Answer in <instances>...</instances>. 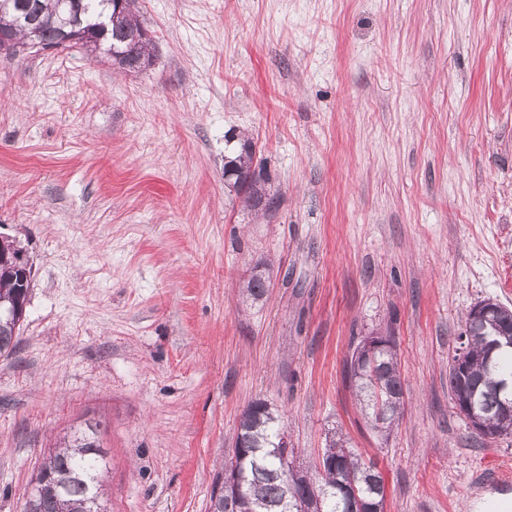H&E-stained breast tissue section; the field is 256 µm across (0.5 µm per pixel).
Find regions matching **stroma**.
<instances>
[{
  "mask_svg": "<svg viewBox=\"0 0 512 512\" xmlns=\"http://www.w3.org/2000/svg\"><path fill=\"white\" fill-rule=\"evenodd\" d=\"M155 61L0 53V235L34 277L0 357V512L59 435L92 423L107 512H206L239 418L264 400L307 467L338 427L385 512L512 499V436L448 392L471 308L512 306V0H136ZM247 134L280 204L224 183ZM270 286L240 290L256 263ZM394 336L389 439L345 381Z\"/></svg>",
  "mask_w": 512,
  "mask_h": 512,
  "instance_id": "35a3bbf8",
  "label": "stroma"
}]
</instances>
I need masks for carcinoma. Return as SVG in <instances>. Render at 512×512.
Masks as SVG:
<instances>
[{"label": "carcinoma", "instance_id": "1", "mask_svg": "<svg viewBox=\"0 0 512 512\" xmlns=\"http://www.w3.org/2000/svg\"><path fill=\"white\" fill-rule=\"evenodd\" d=\"M111 0H0V41L9 40L23 46L30 39L40 49L66 50L79 45L87 54L103 52L112 68L133 72L152 62V41H142L143 26L130 13L112 24L100 37L88 30L97 14L108 12ZM24 13L31 27L22 32L13 28L14 17ZM253 145L248 139L240 149L225 158L224 178L245 195L255 209L266 212L278 206V199L252 171ZM269 288L264 270H254L245 292L253 301L261 299ZM489 319L467 317L458 336L459 348L468 358L460 369L448 363V391L451 400L466 403L457 414L468 421L478 420L475 435L494 439L512 435V389L501 386L512 379V308L494 302ZM19 330L0 321V355H11L18 344ZM389 346L376 351L369 361L362 345H357L346 362L345 377L355 390L370 428L388 437L403 413V383L398 368L393 337ZM283 429L281 416L269 405L257 400L243 412L238 438L247 448L236 455L242 490L226 493L210 502L214 512H300L302 506L321 505L313 512H354L371 510L385 503L384 479L374 462L364 461L347 446L339 433L326 439L321 460L310 470L293 468L294 449L277 447ZM96 426L86 425L82 435L65 441L42 462L35 478V490L23 502L21 512H87L88 500L103 497L102 487L89 483L88 474L100 469L103 451L95 441ZM354 481L360 501L344 493L345 483Z\"/></svg>", "mask_w": 512, "mask_h": 512}]
</instances>
